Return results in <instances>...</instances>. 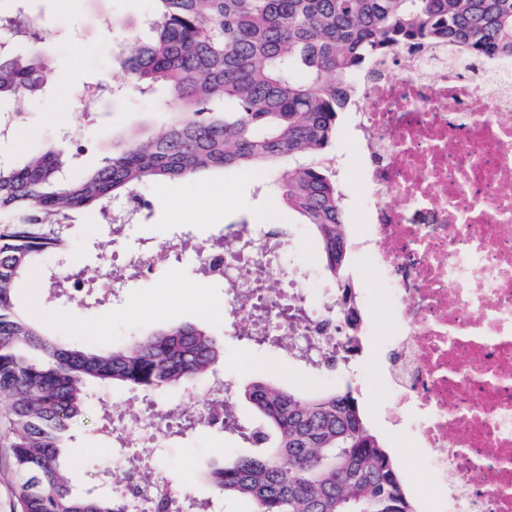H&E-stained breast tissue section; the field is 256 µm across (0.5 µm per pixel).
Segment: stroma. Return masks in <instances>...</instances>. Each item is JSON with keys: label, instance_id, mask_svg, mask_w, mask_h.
Instances as JSON below:
<instances>
[{"label": "stroma", "instance_id": "35a3bbf8", "mask_svg": "<svg viewBox=\"0 0 512 512\" xmlns=\"http://www.w3.org/2000/svg\"><path fill=\"white\" fill-rule=\"evenodd\" d=\"M29 7L42 18L48 31L45 51L54 77L38 98L15 105L19 128L11 139L0 144V153L20 159L55 149L61 145L66 130L80 128L84 131L81 163L93 168L111 153L113 143L129 136L147 137L164 118L155 97L128 87L118 95H99L85 112L76 109L74 102L77 93L88 86L100 84L107 88L122 80L118 54L123 39L102 26L101 17H111L146 34L149 0H79L78 8L63 21L58 18L60 0H31ZM352 122V113H345L343 129L326 159L328 165L340 167L338 178L347 199L345 230L353 244L364 234L365 225L363 190L354 171L357 147L347 132ZM287 170L283 163L249 177L235 169H206L187 179L156 182L142 188L140 195L147 206L128 235L113 245V252L155 246L176 236L189 240L192 251L129 278L120 299L109 298L90 308L84 293L72 292L61 302L38 309L39 320L49 332L67 341L103 348L178 325L205 326L224 348L223 378L232 385L230 399L237 416L250 426L259 422L243 396L244 387L251 382L274 378L301 393L352 387L367 421L395 458L405 488L424 486L427 464L412 446L411 410L400 403L391 388V339L381 284L358 252H351L347 272L362 313L363 349L340 367H314L303 360L284 357L270 346L247 343L240 334L225 328L223 309L210 312L205 307L209 301L223 302L224 284L201 277L196 248L232 238L247 225L266 224L288 230V247L280 255L271 288H281L283 273H299L308 310H321L326 301L328 274L314 230L300 216L288 213L281 202L279 180ZM217 183L224 186V203L213 208L202 201L201 193L205 186ZM70 221L77 226L69 255L71 267L81 273L87 284L103 287L105 263L97 248L103 218L75 212ZM102 325L107 332L101 336L97 329ZM211 386V379L202 377L192 387L153 394L152 412L158 419H168L177 407L209 400ZM249 452L248 444L217 429L177 435L166 448L133 439L123 450L124 455L147 459L139 476L163 472L173 479L179 491L199 498L213 494L202 478L204 470ZM68 454L72 480L78 486L83 484L91 465L112 468V442L97 408H90L84 422L74 427Z\"/></svg>", "mask_w": 512, "mask_h": 512}]
</instances>
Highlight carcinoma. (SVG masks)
<instances>
[{
    "label": "carcinoma",
    "mask_w": 512,
    "mask_h": 512,
    "mask_svg": "<svg viewBox=\"0 0 512 512\" xmlns=\"http://www.w3.org/2000/svg\"><path fill=\"white\" fill-rule=\"evenodd\" d=\"M17 37L42 43L29 0H9ZM151 36L120 61L134 88L167 91L168 121L145 140L116 143L91 171L81 149L0 161V396L7 399L20 512H127V503L76 489L64 448L91 407L90 387L114 384L158 392L201 377L221 385L224 350L203 326L181 325L128 346L89 349L45 333L34 306L67 290L58 260L73 246L72 211L101 215L112 200L141 204L147 182L185 179L228 167L265 172L297 160L281 182L288 210L316 232L334 299L318 313L360 324L344 275L347 243L342 193L320 158L336 140L339 115L357 78L399 49L446 45L475 61L512 58V0H150ZM41 50L0 48V102L34 98L51 80ZM41 274L35 304L18 291ZM336 350L308 363L346 362L353 330ZM243 396L266 419L243 425L233 412L213 416L225 433L258 452L210 468L214 494L243 512H419L398 467L364 422L351 389L308 396L275 381H255Z\"/></svg>",
    "instance_id": "obj_1"
}]
</instances>
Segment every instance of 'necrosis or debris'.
Here are the masks:
<instances>
[{
	"instance_id": "obj_1",
	"label": "necrosis or debris",
	"mask_w": 512,
	"mask_h": 512,
	"mask_svg": "<svg viewBox=\"0 0 512 512\" xmlns=\"http://www.w3.org/2000/svg\"><path fill=\"white\" fill-rule=\"evenodd\" d=\"M398 61L400 76L379 62L359 86L370 232L356 249L384 284L396 389L435 451L434 508L512 512V60L471 67L432 46ZM241 238L198 263L230 286L225 318L261 328L267 301L235 273L245 262L267 276L279 244L262 224Z\"/></svg>"
}]
</instances>
